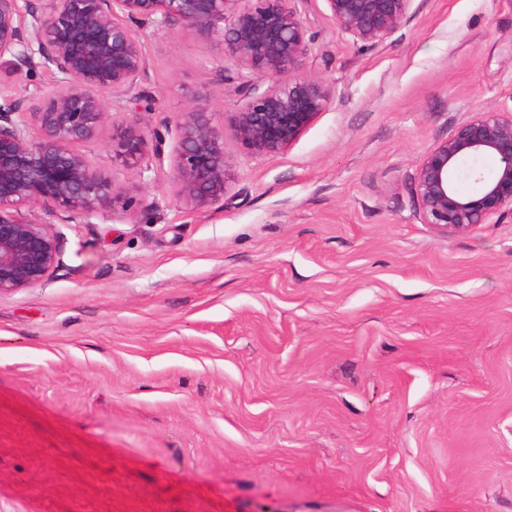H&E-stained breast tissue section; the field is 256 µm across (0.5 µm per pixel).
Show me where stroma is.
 Returning <instances> with one entry per match:
<instances>
[{"label": "stroma", "instance_id": "obj_1", "mask_svg": "<svg viewBox=\"0 0 512 512\" xmlns=\"http://www.w3.org/2000/svg\"><path fill=\"white\" fill-rule=\"evenodd\" d=\"M326 110L180 203L177 119L250 75L178 25L113 124H168L162 164L81 144L136 201L63 224V263L0 296V512H512V214L442 235L414 177L472 113L512 110V0H414L366 46L295 0Z\"/></svg>", "mask_w": 512, "mask_h": 512}]
</instances>
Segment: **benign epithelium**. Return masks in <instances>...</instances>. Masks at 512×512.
<instances>
[{"label":"benign epithelium","mask_w":512,"mask_h":512,"mask_svg":"<svg viewBox=\"0 0 512 512\" xmlns=\"http://www.w3.org/2000/svg\"><path fill=\"white\" fill-rule=\"evenodd\" d=\"M292 0H0V66L50 72L54 86L23 97L0 88V296L44 285L62 264L56 224H88L135 200L99 174L75 146L112 122L111 98L129 95L145 69L131 23L179 24L224 43L225 55L260 80L245 82L231 113L239 146L274 158L326 109L322 81L300 74L306 30ZM330 17L355 41L375 45L410 17L413 0H325ZM208 99L178 121L171 180L179 202L205 208L224 199L234 179L224 121ZM165 133L137 119L112 126V160L128 169L164 159ZM490 157L489 177L462 166ZM414 195L423 223L448 235L512 212V111L475 112L421 159ZM43 208L45 217L33 216Z\"/></svg>","instance_id":"benign-epithelium-1"}]
</instances>
